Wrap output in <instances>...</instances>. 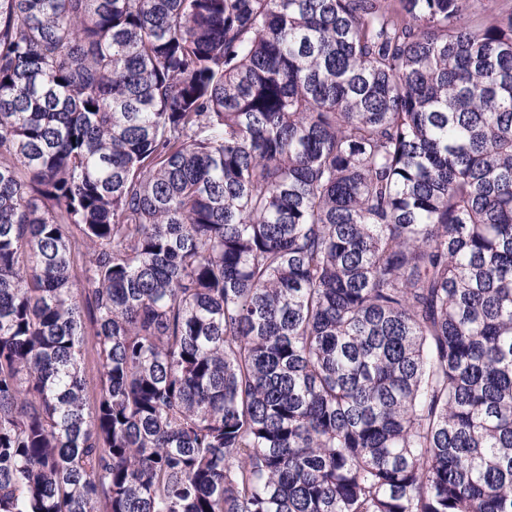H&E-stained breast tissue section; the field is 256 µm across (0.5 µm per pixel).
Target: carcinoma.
Wrapping results in <instances>:
<instances>
[{
  "label": "carcinoma",
  "mask_w": 512,
  "mask_h": 512,
  "mask_svg": "<svg viewBox=\"0 0 512 512\" xmlns=\"http://www.w3.org/2000/svg\"><path fill=\"white\" fill-rule=\"evenodd\" d=\"M0 512H512V0H0Z\"/></svg>",
  "instance_id": "cac0c4a2"
}]
</instances>
